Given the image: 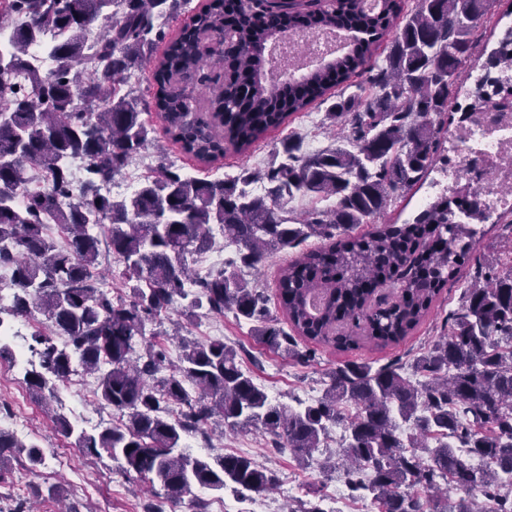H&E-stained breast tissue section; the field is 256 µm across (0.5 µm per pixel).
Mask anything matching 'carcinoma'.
<instances>
[{
  "label": "carcinoma",
  "instance_id": "1",
  "mask_svg": "<svg viewBox=\"0 0 512 512\" xmlns=\"http://www.w3.org/2000/svg\"><path fill=\"white\" fill-rule=\"evenodd\" d=\"M362 2L323 0L315 12L287 15L272 0H207L190 12L188 0H0V268L15 289L10 304L0 302V323L3 313L49 321L48 333L33 336L39 362L24 376L36 399L53 401L54 381L75 362L97 376L98 403L124 423L87 434L58 414L56 431L85 455L106 452L152 492L144 512H165L195 489H274L276 472L248 456L210 460L183 446L216 422L230 431L252 426L302 460L330 426L344 425L345 484L358 497L372 494L379 512H448L450 489L462 494L456 512H512L511 259L465 288L448 333L412 372L397 361L347 360L328 373L320 398L296 408L269 398L236 347L182 338L161 319L173 308L188 321L230 314L251 325L257 343L308 365L313 344L357 347L358 334L336 333L342 322L363 326L377 345L403 339L468 260L478 234L469 221L490 218L471 196L445 189L410 224L375 219L444 161L451 94L492 0H377L370 11ZM101 18L107 25L93 38ZM325 29L351 35L344 55L297 79L267 78L273 38ZM390 33L379 65L375 46ZM506 43L512 29L484 70L512 68ZM146 69L148 99L128 84ZM204 69L224 70V90L202 103L187 79ZM363 73L372 97L339 96L325 112L332 126L351 129L332 148L305 152L290 136L283 161L214 180L164 159L127 197L101 193L146 150L154 115L183 155L210 165L255 149ZM77 158L79 182L68 166ZM39 180L43 188L31 191ZM298 197L312 206L292 217L286 206ZM50 224L64 228L63 244L47 238ZM363 224L375 228L354 233ZM215 228L235 254L200 276L187 258L213 249ZM312 237L325 244L300 252L277 282L284 329L245 273ZM103 247L116 263L111 276L128 290L115 300L97 284ZM393 278L401 281L395 302L373 305ZM161 336L178 337L177 361ZM172 403L182 406L178 418ZM14 456L33 469L44 462L43 448L0 428L1 484Z\"/></svg>",
  "mask_w": 512,
  "mask_h": 512
}]
</instances>
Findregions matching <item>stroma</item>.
Wrapping results in <instances>:
<instances>
[{
  "label": "stroma",
  "mask_w": 512,
  "mask_h": 512,
  "mask_svg": "<svg viewBox=\"0 0 512 512\" xmlns=\"http://www.w3.org/2000/svg\"><path fill=\"white\" fill-rule=\"evenodd\" d=\"M313 112L317 118L315 125L306 124L303 117H295L287 128L271 133L250 154L225 157L219 169L235 173L244 167H265L275 152L280 150L282 140L293 134L302 138L303 146L307 149H323L332 145L333 139L324 121V107L315 106ZM153 126V140L143 156L137 159V166L155 168L158 155L163 154L177 161L189 175L213 178L215 170L180 155L177 146L165 135L161 121H154ZM479 230L480 234L460 279L449 282L447 288L443 289L430 315L403 341L384 348L364 347L357 352L359 358L376 366L396 359L409 364L433 340L447 333L446 318L450 311L460 305L464 290L473 280L479 264L501 257L503 245L512 239V223L492 218L480 224ZM183 333L196 340L220 337L226 343L235 345L240 350L243 367L252 373L257 383L265 387L272 400L287 405L294 404L298 399L308 400L321 395L327 373L348 358L347 353L327 347L320 349L315 364L307 367L293 364L262 349L252 337L248 325L237 324L228 314L199 318L186 324ZM58 388L59 399L54 404L58 413L77 421L81 428L90 433L111 424V409L98 405L95 395L86 394L64 382L59 383ZM0 400L20 404L27 412L26 422L17 432L20 439L35 441L40 447L53 449L67 458V464L62 468L43 465L31 470L22 462H13L11 480L0 485V493H12L14 483L19 481L30 489H45L54 485L60 489L62 497L78 506L80 512H142L148 494L140 483L118 474L109 457H86L75 447L73 440L58 435L41 407L32 399L23 376L8 360H0ZM340 435V429H332L330 439L315 454L316 464L308 467L299 465L288 453L277 451L272 438L258 430L226 435L216 430L210 439L205 440L197 435L186 438L185 443L193 454L204 457L214 458L228 453L254 457L276 471L280 479L276 490L262 495L265 512H299L302 501L307 498L308 484H322V492L326 495L343 487L342 471L324 474L318 467L319 461L335 457L336 439Z\"/></svg>",
  "instance_id": "35a3bbf8"
}]
</instances>
